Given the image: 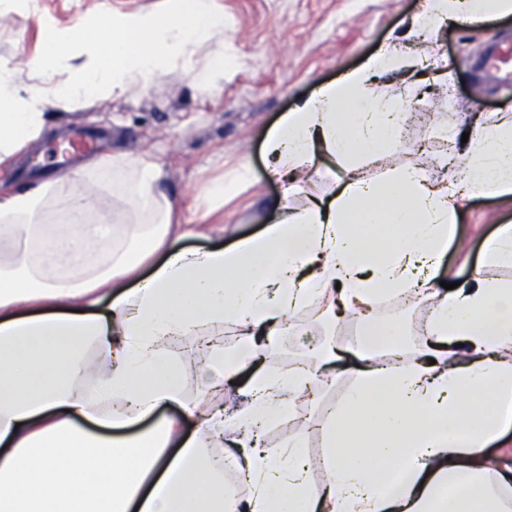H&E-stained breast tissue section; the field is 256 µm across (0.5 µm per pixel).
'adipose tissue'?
<instances>
[{"label":"adipose tissue","mask_w":512,"mask_h":512,"mask_svg":"<svg viewBox=\"0 0 512 512\" xmlns=\"http://www.w3.org/2000/svg\"><path fill=\"white\" fill-rule=\"evenodd\" d=\"M511 13L512 0H425L415 24ZM37 21L44 88H25L0 59V163L42 135L46 104L65 112L169 71L210 92L224 86V13L212 0ZM204 44L213 55L199 66ZM420 64L388 47L285 113L263 144L282 184L276 221L228 247H184L203 230L181 222L146 154L0 195V512H512V468L478 454L512 429V278L493 274L512 268V225L486 240L469 281L447 290L436 280L464 201L512 195V121L453 128V180L400 163L405 103L374 84L416 88ZM321 153L346 162L349 177L294 208ZM371 159L385 161L383 180L365 174ZM93 181L128 205L127 221H95ZM252 184L239 166L193 207L211 214ZM397 298L429 304L414 355L409 321L383 312ZM309 310L360 333L266 370ZM226 333L235 345L216 341L199 365L166 348L173 336ZM342 352L349 384L320 419V459L303 430L270 448L267 429L335 383L328 370ZM397 467L403 480L383 492ZM229 470L247 496L225 491Z\"/></svg>","instance_id":"adipose-tissue-1"}]
</instances>
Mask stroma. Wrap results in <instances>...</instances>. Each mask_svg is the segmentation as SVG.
Returning a JSON list of instances; mask_svg holds the SVG:
<instances>
[{
    "mask_svg": "<svg viewBox=\"0 0 512 512\" xmlns=\"http://www.w3.org/2000/svg\"><path fill=\"white\" fill-rule=\"evenodd\" d=\"M224 12V87L210 93L175 72L161 74L145 90L84 105L49 120L48 130L0 168V190L33 187L58 179L63 134L71 128L100 133L93 159L148 154L166 171L165 189L182 205L185 220L225 227L224 245L273 223L269 203L281 190L270 178L262 147L267 131L319 86L339 81L391 43L405 54L426 47L429 84L408 95L404 84H379V93L413 98L423 115L414 119L400 160L429 177L450 178L453 145L443 132L477 117L512 119V85L484 77L492 46L505 45L500 67L512 70V15L482 24L442 23L417 30L424 0H215ZM105 13L160 10L161 0H40L41 14L61 24L92 8ZM39 13V14H40ZM37 16V15H36ZM36 16L15 12L0 18V58L19 70L23 86L42 79L31 62L42 51ZM249 164L255 186L240 192L210 218L191 206L196 192L233 167ZM512 224V200L477 197L459 211L458 235L468 247L449 245L439 279L469 280L482 262V244L498 225Z\"/></svg>",
    "mask_w": 512,
    "mask_h": 512,
    "instance_id": "1",
    "label": "stroma"
}]
</instances>
